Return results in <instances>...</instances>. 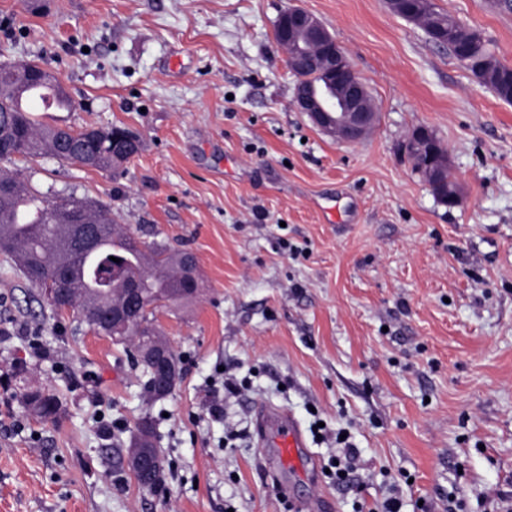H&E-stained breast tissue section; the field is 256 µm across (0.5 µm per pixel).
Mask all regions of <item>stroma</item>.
I'll return each instance as SVG.
<instances>
[{"label":"stroma","mask_w":512,"mask_h":512,"mask_svg":"<svg viewBox=\"0 0 512 512\" xmlns=\"http://www.w3.org/2000/svg\"><path fill=\"white\" fill-rule=\"evenodd\" d=\"M512 65V10L435 0ZM316 16L378 114L364 138L321 132L292 105L279 13ZM36 61L73 98L51 126L122 127L140 152L112 174L50 156L13 168L107 203L129 234L192 253L202 291L156 308L182 376L155 401L123 345L37 300L0 263V512H495L512 492V103L389 0H0V63ZM448 150L455 205L402 143ZM47 350L38 357L32 341ZM246 380L208 414L222 368ZM59 394L53 420L27 388ZM286 410L322 470L262 469L256 410ZM151 416L166 463L143 489L124 462ZM113 423L99 430V418ZM346 430L356 483L323 470Z\"/></svg>","instance_id":"obj_1"}]
</instances>
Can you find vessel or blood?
Here are the masks:
<instances>
[{"label":"vessel or blood","mask_w":512,"mask_h":512,"mask_svg":"<svg viewBox=\"0 0 512 512\" xmlns=\"http://www.w3.org/2000/svg\"><path fill=\"white\" fill-rule=\"evenodd\" d=\"M259 444L266 448L265 462L271 475L303 468L306 457L304 434L295 419L279 409L263 407L258 411Z\"/></svg>","instance_id":"b4317fda"}]
</instances>
